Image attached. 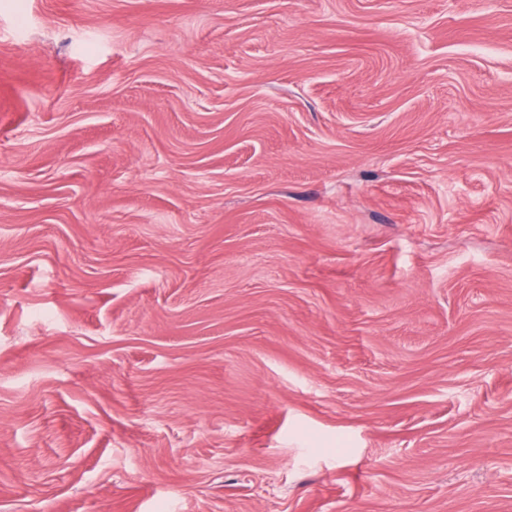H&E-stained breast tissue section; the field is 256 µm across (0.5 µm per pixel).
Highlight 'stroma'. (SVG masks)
<instances>
[{
	"mask_svg": "<svg viewBox=\"0 0 512 512\" xmlns=\"http://www.w3.org/2000/svg\"><path fill=\"white\" fill-rule=\"evenodd\" d=\"M0 512H512V0H0Z\"/></svg>",
	"mask_w": 512,
	"mask_h": 512,
	"instance_id": "obj_1",
	"label": "stroma"
}]
</instances>
